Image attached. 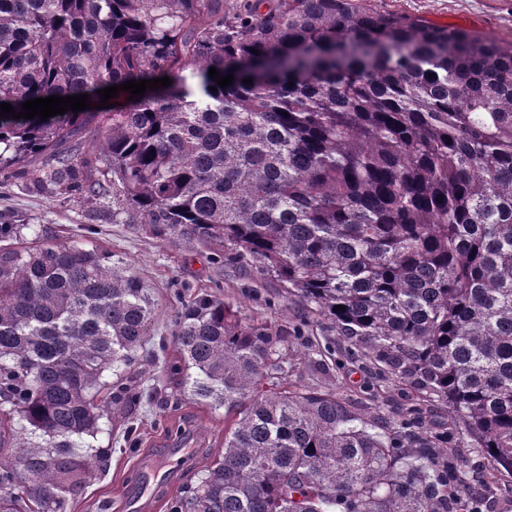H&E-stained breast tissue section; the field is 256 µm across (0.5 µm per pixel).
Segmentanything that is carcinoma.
<instances>
[{"instance_id": "1", "label": "carcinoma", "mask_w": 512, "mask_h": 512, "mask_svg": "<svg viewBox=\"0 0 512 512\" xmlns=\"http://www.w3.org/2000/svg\"><path fill=\"white\" fill-rule=\"evenodd\" d=\"M80 93L92 108L1 116L0 170L220 246L448 408L437 432L295 387L306 323L198 294L172 342L231 422L172 512H455L457 431L512 475V43L358 0H0V104ZM18 234L0 224V512H66L103 463L85 438L151 397L128 370L154 302L108 253Z\"/></svg>"}]
</instances>
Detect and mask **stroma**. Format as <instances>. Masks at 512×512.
Returning a JSON list of instances; mask_svg holds the SVG:
<instances>
[{"label":"stroma","mask_w":512,"mask_h":512,"mask_svg":"<svg viewBox=\"0 0 512 512\" xmlns=\"http://www.w3.org/2000/svg\"><path fill=\"white\" fill-rule=\"evenodd\" d=\"M385 12L422 17L491 39L512 41V0H366ZM31 168L0 174V218L23 225L22 238L34 243L56 239L96 247L111 253L113 261L130 268L149 288L155 303L153 329L135 355L134 370L145 387L155 389L153 400L131 411L115 413L101 422L93 447L109 457L103 471L84 495L73 500L69 512H170L186 487L194 485L202 467L224 444V412L198 404L173 375L174 348L159 350L160 339L170 338L178 309L200 293H209L238 309L245 318H258L288 329L307 319L306 336L290 340L294 359L290 383L319 385L353 405H366L381 421L399 420L407 409L424 410V423L434 431L448 427L442 402L426 392L377 376L374 365L354 356L344 337L309 312L277 281L254 267L226 264L215 247L197 242L165 239L144 224H118L109 209L81 198L50 196L33 186ZM188 433L186 457L175 463L168 483L140 494L131 477L142 461L173 447V433ZM133 443H126V436ZM463 466L470 485L456 512H512V476L497 471L477 449L458 436L448 441Z\"/></svg>","instance_id":"1"}]
</instances>
